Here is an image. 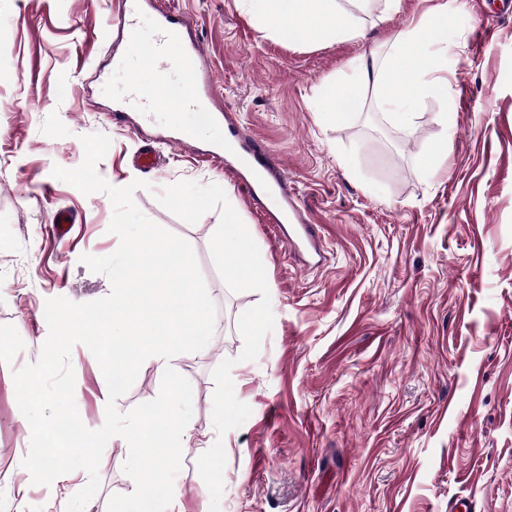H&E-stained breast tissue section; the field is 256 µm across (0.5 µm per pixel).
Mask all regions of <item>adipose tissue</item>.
<instances>
[{
  "instance_id": "1",
  "label": "adipose tissue",
  "mask_w": 512,
  "mask_h": 512,
  "mask_svg": "<svg viewBox=\"0 0 512 512\" xmlns=\"http://www.w3.org/2000/svg\"><path fill=\"white\" fill-rule=\"evenodd\" d=\"M252 15L281 37L295 39L310 34L324 40H345L359 31L349 10L339 0H248ZM448 27L447 4L436 5L420 22L399 33L381 60L358 59L355 78H337L321 94L323 112L342 117L345 107H359L362 86L373 83L382 109L401 128L414 124V102L430 93L447 95L448 65L441 51L432 47Z\"/></svg>"
}]
</instances>
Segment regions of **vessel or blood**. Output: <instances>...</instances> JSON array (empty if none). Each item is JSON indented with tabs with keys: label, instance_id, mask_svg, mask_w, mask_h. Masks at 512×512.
Here are the masks:
<instances>
[{
	"label": "vessel or blood",
	"instance_id": "b4317fda",
	"mask_svg": "<svg viewBox=\"0 0 512 512\" xmlns=\"http://www.w3.org/2000/svg\"><path fill=\"white\" fill-rule=\"evenodd\" d=\"M159 27L161 36L156 60L161 69L178 68L191 75L193 90L188 102L190 106H198L201 98L216 91L213 71L204 57L202 44L199 39L186 38L181 19L172 14H161ZM224 145L229 149L228 162L247 177L253 199L276 195L282 208L281 220L292 223L290 246L303 248L314 262H321L316 227L309 224L304 208L276 157L242 126L230 121L224 125Z\"/></svg>",
	"mask_w": 512,
	"mask_h": 512
}]
</instances>
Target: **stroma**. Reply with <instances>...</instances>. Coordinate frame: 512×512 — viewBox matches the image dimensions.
<instances>
[{"instance_id": "1", "label": "stroma", "mask_w": 512, "mask_h": 512, "mask_svg": "<svg viewBox=\"0 0 512 512\" xmlns=\"http://www.w3.org/2000/svg\"><path fill=\"white\" fill-rule=\"evenodd\" d=\"M124 0H0V512H65L89 481L35 485L22 465L31 434L13 373L40 355L45 302L108 296L109 280L82 255L107 256L113 208L53 175L84 160L81 136L111 146L99 174L112 186L148 182L134 200L192 246L216 305L205 350L173 357L192 387V440L176 477L183 512H208L197 458L215 440L227 457L222 512H512V0H448V94L415 101L405 131L381 112L373 87L336 120L320 110L323 87L361 57H383L414 25L425 0H359L358 38L286 40L259 26L242 0H158L197 33L218 87L212 111L231 113L271 147L323 238L309 265L262 220L231 173L199 159L224 141V125L161 146L175 102L152 105L141 133L114 119L131 77L152 78L105 19ZM448 162L432 170L431 150ZM156 150L157 169L132 162ZM181 180L220 185L250 224L266 271L274 326L256 360L240 361L238 316L261 298L231 291L210 253L219 211L189 224L156 196ZM72 211L67 241L48 232ZM233 359L236 397L251 414L218 436L213 370ZM75 404L92 430L105 421L108 388L92 353L75 345ZM128 445L108 442L90 512L131 494Z\"/></svg>"}]
</instances>
